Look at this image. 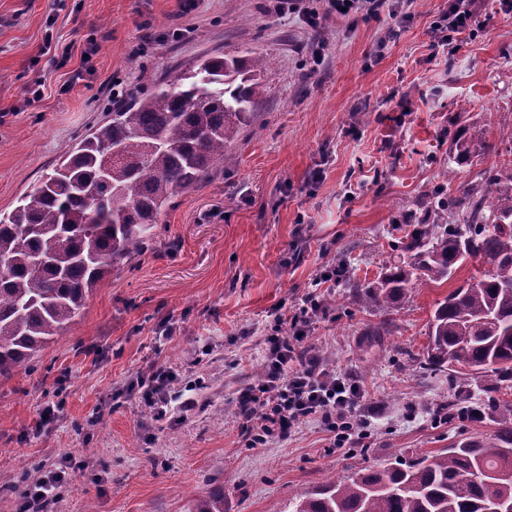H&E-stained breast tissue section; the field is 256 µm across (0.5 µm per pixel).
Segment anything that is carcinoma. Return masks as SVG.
Wrapping results in <instances>:
<instances>
[{"mask_svg": "<svg viewBox=\"0 0 512 512\" xmlns=\"http://www.w3.org/2000/svg\"><path fill=\"white\" fill-rule=\"evenodd\" d=\"M267 60L231 54L203 60L174 82L129 92L53 172L0 213V377L25 369L83 311L96 288L140 253L179 193L224 169L229 145L251 123ZM485 147L459 138L456 160ZM512 172H490L478 196L434 192L433 220L414 225L384 264L379 282L361 289L379 309L404 300L412 279L449 281L469 258L483 270L436 303L424 366L448 369V381L484 379L498 426L434 456L332 477L288 499V512H489L512 505ZM457 214L461 223L448 217ZM463 412L460 397L437 409L443 421ZM193 512H224V491L197 498Z\"/></svg>", "mask_w": 512, "mask_h": 512, "instance_id": "cac0c4a2", "label": "carcinoma"}]
</instances>
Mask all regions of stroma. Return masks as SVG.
<instances>
[{
	"mask_svg": "<svg viewBox=\"0 0 512 512\" xmlns=\"http://www.w3.org/2000/svg\"><path fill=\"white\" fill-rule=\"evenodd\" d=\"M289 0H0V211L52 172L65 145L105 119L114 82L147 92L212 55L270 61L254 123L230 163L179 194L147 249L120 264L74 324L0 379V470L64 469L70 489L45 512H191L220 488L224 512H285L330 473L492 437L481 423H438L448 375L420 370L437 300L475 269L423 282L398 307L365 305L350 285L379 280L404 237L405 212L424 216L453 168L451 195L482 190L512 166V12L469 0L475 37L441 46L430 30L448 0H413L412 19L311 27ZM72 45L62 57L46 36ZM97 44L92 80L61 87ZM42 88L28 99L27 89ZM487 145L453 165L454 135ZM324 168V179L312 172ZM348 264L306 340L331 369L365 384L363 445L336 450L317 420L288 439L246 446L238 389L263 366L275 309H295L320 271ZM173 335H165L166 327ZM195 381L197 409L159 418L127 393L149 365ZM59 404L55 421L42 409Z\"/></svg>",
	"mask_w": 512,
	"mask_h": 512,
	"instance_id": "stroma-1",
	"label": "stroma"
}]
</instances>
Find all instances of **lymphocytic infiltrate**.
Returning a JSON list of instances; mask_svg holds the SVG:
<instances>
[{
  "label": "lymphocytic infiltrate",
  "instance_id": "lymphocytic-infiltrate-1",
  "mask_svg": "<svg viewBox=\"0 0 512 512\" xmlns=\"http://www.w3.org/2000/svg\"><path fill=\"white\" fill-rule=\"evenodd\" d=\"M295 11L303 13L310 25H318L321 15L343 14L346 19H380L382 14L410 19L405 0H326L324 11H316L302 0H291ZM479 27L475 12L464 0H450L448 9L431 23L438 41L449 45L461 35H474ZM322 310L316 294H308L290 314H278L276 326L267 337V354L262 378L240 390L236 414L241 434L249 446L284 439L306 419H316L331 438L333 447L347 448L362 439L353 420L357 417L365 391L358 381L336 374L322 361L307 356L302 337ZM182 380L175 371L149 366L137 377L131 392L157 416H166L171 404L181 412L194 409L196 401L184 397Z\"/></svg>",
  "mask_w": 512,
  "mask_h": 512
}]
</instances>
